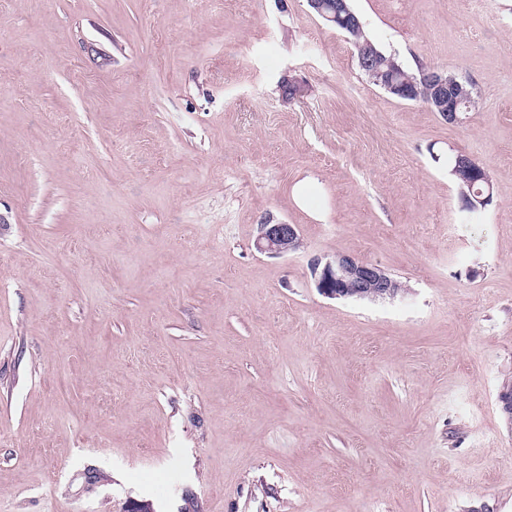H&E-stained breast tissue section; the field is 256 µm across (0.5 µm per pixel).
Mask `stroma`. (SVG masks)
Instances as JSON below:
<instances>
[{
	"label": "stroma",
	"mask_w": 512,
	"mask_h": 512,
	"mask_svg": "<svg viewBox=\"0 0 512 512\" xmlns=\"http://www.w3.org/2000/svg\"><path fill=\"white\" fill-rule=\"evenodd\" d=\"M351 5L476 108L307 0H0V512H512V0ZM338 254L404 293L327 297ZM307 1L310 8L320 18L325 20L327 23L334 25L336 28L340 29L351 38L358 51V55L363 64V67L366 68V74L368 75L371 82L379 85L386 91L397 93L399 95H405L407 97H415L417 101H420V97L414 96L411 92H409V89L405 83L399 79H395V76L400 75L404 68L402 70L400 65L394 59H390L386 62V68L384 70H381L378 65L372 69H368L365 60H370V58L376 59L378 55L376 50H378L387 58L391 57V55H388L378 49L377 46L366 37L362 28L363 25L361 20L348 10L347 6L345 5L346 0ZM359 32V40L361 42H370L376 50H372L371 45L368 43L361 44L359 41L354 39L358 36ZM423 82L427 86L424 97L426 103L434 112H439L443 120L448 123H458L462 120V112H470L475 107L476 94L474 84L469 86L473 100L468 105L460 104L470 98L469 90L457 79L448 76L447 72L432 68L423 74ZM475 103V104H474ZM456 156H457V164H456ZM457 166L461 169L468 170L473 172L475 175L479 177V180L484 181L485 185L487 186V195L485 197L483 196V192L478 190L475 195L474 199H469V202L467 203V206L472 209L476 210L479 207H484L486 201L490 198V191H489V179L486 175L484 167L477 162L475 159L471 158L469 155L462 151H458L455 156H449L448 157V168H452L451 172L453 175L457 177L459 180V187L460 189H466L468 191V186L466 184V180L469 179V175L466 172H463L457 168ZM483 182H477L474 185V190L485 189V185ZM301 247L302 239L297 225L268 221L259 224L255 248L260 253L285 256L299 251Z\"/></svg>",
	"instance_id": "1"
}]
</instances>
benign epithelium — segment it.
<instances>
[{"mask_svg": "<svg viewBox=\"0 0 512 512\" xmlns=\"http://www.w3.org/2000/svg\"><path fill=\"white\" fill-rule=\"evenodd\" d=\"M308 4L320 18L353 39L360 60L377 58L378 52L371 45L356 40L362 29V22L348 10L345 0H308ZM400 73L402 69L393 59L386 62L383 70L377 66L366 70L371 82L387 91L410 97L412 93L407 85L396 79V75ZM423 82L427 86L424 103L438 112L443 120L450 123L460 122V104L470 98L469 90L457 79L436 68L423 74ZM457 166L473 172L484 183H489L484 167L462 151L457 152ZM301 247L302 239L297 225L268 221L259 225L255 240L257 251L271 256H285L299 251ZM318 288L332 298L393 299L402 293L397 280L385 270L363 259L344 254L336 255L322 266Z\"/></svg>", "mask_w": 512, "mask_h": 512, "instance_id": "7a95c632", "label": "benign epithelium"}]
</instances>
